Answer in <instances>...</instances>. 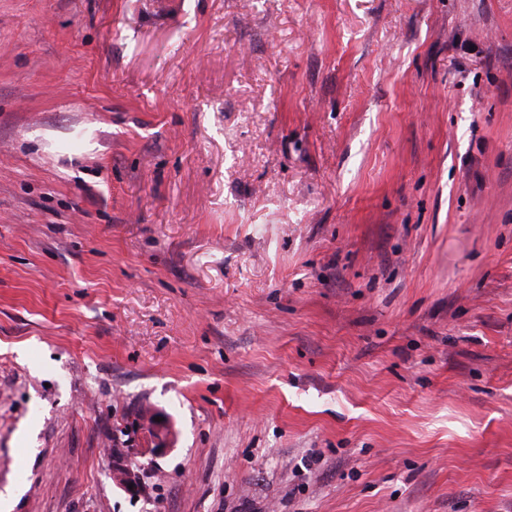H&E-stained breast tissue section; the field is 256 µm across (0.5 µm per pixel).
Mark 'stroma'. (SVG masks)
<instances>
[{
	"instance_id": "1",
	"label": "stroma",
	"mask_w": 512,
	"mask_h": 512,
	"mask_svg": "<svg viewBox=\"0 0 512 512\" xmlns=\"http://www.w3.org/2000/svg\"><path fill=\"white\" fill-rule=\"evenodd\" d=\"M0 512H512V0H0Z\"/></svg>"
}]
</instances>
